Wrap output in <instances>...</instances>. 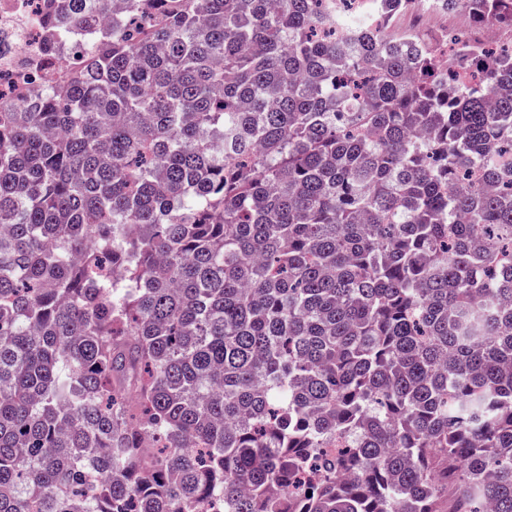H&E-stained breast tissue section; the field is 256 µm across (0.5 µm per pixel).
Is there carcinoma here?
<instances>
[{
	"instance_id": "cac0c4a2",
	"label": "carcinoma",
	"mask_w": 512,
	"mask_h": 512,
	"mask_svg": "<svg viewBox=\"0 0 512 512\" xmlns=\"http://www.w3.org/2000/svg\"><path fill=\"white\" fill-rule=\"evenodd\" d=\"M352 2L126 0L0 111V512H512V49Z\"/></svg>"
}]
</instances>
